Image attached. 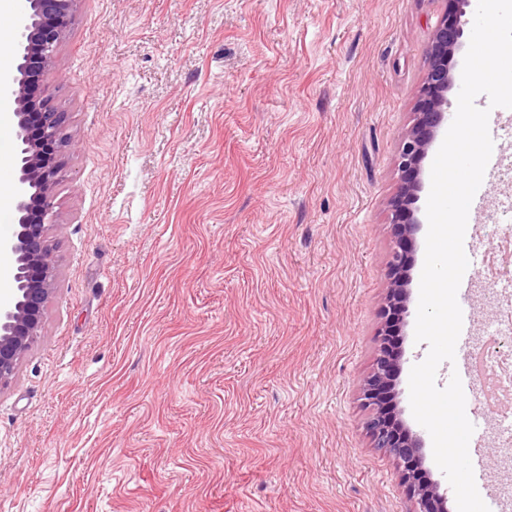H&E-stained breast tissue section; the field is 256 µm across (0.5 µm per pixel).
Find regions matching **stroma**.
<instances>
[{
  "label": "stroma",
  "instance_id": "obj_1",
  "mask_svg": "<svg viewBox=\"0 0 512 512\" xmlns=\"http://www.w3.org/2000/svg\"><path fill=\"white\" fill-rule=\"evenodd\" d=\"M448 0H80L39 89L67 114L58 279L0 390V512H414L374 448L396 156ZM467 230L482 275L512 179ZM427 224L397 334L409 375ZM507 484L482 390L466 402Z\"/></svg>",
  "mask_w": 512,
  "mask_h": 512
}]
</instances>
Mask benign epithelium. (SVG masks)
I'll use <instances>...</instances> for the list:
<instances>
[{"instance_id":"benign-epithelium-1","label":"benign epithelium","mask_w":512,"mask_h":512,"mask_svg":"<svg viewBox=\"0 0 512 512\" xmlns=\"http://www.w3.org/2000/svg\"><path fill=\"white\" fill-rule=\"evenodd\" d=\"M18 20L16 75L9 85L15 140L14 209L17 228L0 243L14 264L15 288L11 300L0 305V388L13 379L23 358L40 336L46 303L54 291L57 264L47 239V225L55 221V189L66 176L63 155L71 143L66 133L67 114L52 98L29 95V59L38 56L43 69L54 67L57 52L79 0H24ZM457 12L445 15L432 29L428 68L420 87V109L402 134L397 168L401 183L391 199L393 247L385 280V304L379 332L380 349L372 374L363 388L365 406L372 410L368 429L379 448L393 457L407 491L415 498V512H447L446 497L422 469V445L404 426L389 418L387 408L399 370L398 358L388 348V336L406 309L408 268L414 245L422 163L438 130L448 119V89L452 61L464 36L462 17L470 0H456Z\"/></svg>"}]
</instances>
